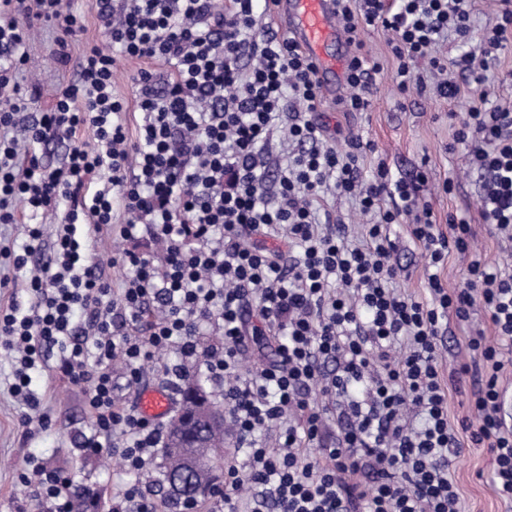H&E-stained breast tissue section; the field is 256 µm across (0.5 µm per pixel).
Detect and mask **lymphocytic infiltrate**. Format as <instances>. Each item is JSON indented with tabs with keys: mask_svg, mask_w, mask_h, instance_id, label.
<instances>
[{
	"mask_svg": "<svg viewBox=\"0 0 512 512\" xmlns=\"http://www.w3.org/2000/svg\"><path fill=\"white\" fill-rule=\"evenodd\" d=\"M93 2L117 52L89 43L74 62L66 47L84 30L80 13L63 10L61 0H0V224L29 220L21 250L5 247L0 256L11 271L38 264L29 306H0V349L18 363L13 396L38 409L30 372L57 349L59 371L83 387L92 412L75 447L99 457L119 453L132 476L111 512H158L138 475L162 447L166 423L118 402L112 381L121 362L127 387H135L154 360L171 389L194 367L224 389L230 434L248 462H228L212 512H238L247 491L261 493L272 512H460L440 339L449 318L468 321L479 307L497 341L488 344L476 329L466 342L474 357L457 373L476 391L461 427L474 447L487 449L495 490L511 501L503 374L512 365V274L477 257L462 288L445 287L440 271L450 249H470V224L452 216L443 229L429 207H418L425 175L397 178L382 161L363 175V158L376 152L372 142L352 138L343 150L330 144L316 120L322 93L313 62L286 36L257 32L271 0H229L221 11L212 0ZM335 3L354 49L341 100L348 112L368 109L380 68L363 52L366 28L390 34L400 90L409 89L413 65L425 58L440 76L436 94L450 99L459 87L448 70L484 83L512 44L511 8L494 12L490 35L474 49L470 0ZM44 27L55 32L59 61L75 63L78 79L34 114L19 74L33 31ZM450 38L462 53L436 54ZM120 55L171 69L161 85L152 72L138 73L141 119L133 133L112 95ZM83 128L90 139H77ZM278 130L293 151L286 165L271 166ZM61 140L69 143L64 162L46 167L39 147ZM455 142L482 174L481 218L512 256V111L471 105ZM329 189L365 216L358 239L325 214ZM60 208L66 222L49 248L36 220ZM395 224L409 225L424 253L428 299L392 286L401 271L390 237ZM100 232L126 243L112 257L124 273L120 285L89 258V236ZM144 238L161 245L160 259L141 251ZM270 239L288 244L290 262L267 247ZM249 307L279 344L275 363L244 374ZM207 330L219 342L203 349L198 338ZM169 352L176 361H163ZM261 431L274 432V441L257 440ZM314 446L322 452L313 460L307 450ZM20 480L51 512H72L80 494L98 505L93 488L60 469L40 467Z\"/></svg>",
	"mask_w": 512,
	"mask_h": 512,
	"instance_id": "f902f5d3",
	"label": "lymphocytic infiltrate"
}]
</instances>
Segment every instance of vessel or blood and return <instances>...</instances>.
<instances>
[{"mask_svg":"<svg viewBox=\"0 0 512 512\" xmlns=\"http://www.w3.org/2000/svg\"><path fill=\"white\" fill-rule=\"evenodd\" d=\"M275 9L291 41L316 66L322 88H330L336 76V60L328 55L329 45H345L347 39L336 22L334 0H277ZM139 410L162 418L172 410L167 394L159 389L144 391Z\"/></svg>","mask_w":512,"mask_h":512,"instance_id":"vessel-or-blood-1","label":"vessel or blood"}]
</instances>
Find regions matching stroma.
<instances>
[{"label":"stroma","instance_id":"obj_1","mask_svg":"<svg viewBox=\"0 0 512 512\" xmlns=\"http://www.w3.org/2000/svg\"><path fill=\"white\" fill-rule=\"evenodd\" d=\"M361 39L369 59L380 62L381 69L374 76L367 111H344L337 98L323 96L318 113L333 143L341 148L353 137L372 141L378 153L365 160L364 166L368 169L382 160L392 174L408 179L419 170H426L428 182L419 200L429 205L437 224L447 227L452 214L465 217L474 232V251L490 264H506V254L489 236L480 217V178L468 166L462 148L452 145L455 128L481 90L472 85L462 87L460 95L453 100L429 90L420 91L414 85L406 92H399L389 33L370 27L362 32ZM57 50L51 30L36 34L25 66L26 80L36 81L41 88L31 106L32 111L45 110L55 94L73 78L72 70L55 63ZM142 66H145L142 61L118 58L112 85L113 96L126 105V120L132 129L140 120L132 79ZM448 179L455 183L450 194L441 190L442 183ZM392 236L398 245L397 260L402 267L397 288L419 299L428 298L426 259L420 246L412 240L409 225L393 226ZM469 326L449 319L443 337L448 419L453 423L470 413L473 386L456 374L459 362L469 357L464 343ZM58 357V352H50L44 365L32 374L31 388L40 399V410L51 419L50 426L44 429L35 422L22 425L25 408L8 392L11 362L0 351V512H48L46 507L29 501V491L18 479L19 473L31 471L37 462L61 468L76 479L94 484L104 510L126 479L124 464L105 468L100 466L98 458L85 456L73 448L72 436L88 430L92 415L83 391L56 373ZM492 477L493 462L487 450L464 447L452 468L462 512H512V505L497 495Z\"/></svg>","mask_w":512,"mask_h":512}]
</instances>
